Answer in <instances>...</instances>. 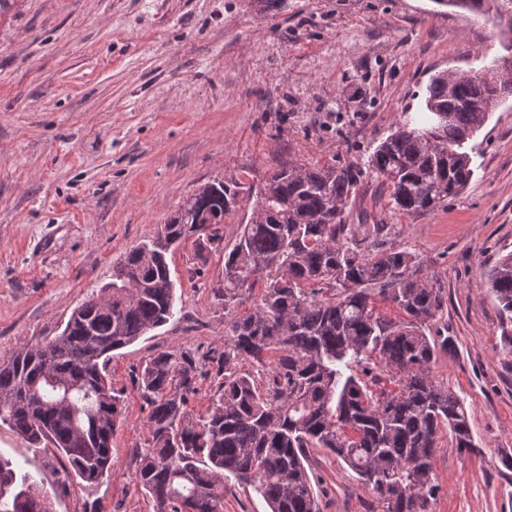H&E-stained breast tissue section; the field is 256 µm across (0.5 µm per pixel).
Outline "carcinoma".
<instances>
[{
    "mask_svg": "<svg viewBox=\"0 0 512 512\" xmlns=\"http://www.w3.org/2000/svg\"><path fill=\"white\" fill-rule=\"evenodd\" d=\"M477 14L492 0H437ZM512 93V72L459 70L433 76L421 115L396 126L363 165L283 163L248 198L252 216L224 248V373L207 415L186 409L195 392L196 360L160 351L139 375L149 407L148 450L136 484L155 512H224V483L252 486L270 512H320L309 449L324 448L370 486L382 512H433L432 478L440 433L461 451L476 450L464 400L432 366L451 349L432 334L442 289L417 272L423 262L406 250L365 254L364 224H350L349 204L360 183L382 180L395 209L427 211L457 196L474 170L468 143ZM239 184H202L160 225L127 251L112 282L77 307L62 332L23 345L0 362V422L34 447L46 442L67 457L72 473L95 483L112 469L111 441L122 415L106 363L173 317L174 290L164 244L187 240L200 221L224 223L242 202ZM261 295L237 312L257 285ZM489 293L503 321L504 351L512 354V254L487 272ZM335 290L318 298L317 286ZM402 314L376 310L372 293ZM263 378L242 373L248 361ZM397 387L379 386L378 368ZM0 512H52L44 480L0 456Z\"/></svg>",
    "mask_w": 512,
    "mask_h": 512,
    "instance_id": "carcinoma-1",
    "label": "carcinoma"
}]
</instances>
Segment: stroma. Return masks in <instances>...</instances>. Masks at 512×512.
Listing matches in <instances>:
<instances>
[{"label":"stroma","instance_id":"1","mask_svg":"<svg viewBox=\"0 0 512 512\" xmlns=\"http://www.w3.org/2000/svg\"><path fill=\"white\" fill-rule=\"evenodd\" d=\"M494 23L435 0H8L0 9V360L44 343L112 280L126 251L155 235L203 183L255 185L282 161L365 162L444 70H481L512 54ZM468 187L435 210H393L370 178L353 224H381L368 253L418 254L444 295L452 342L434 374L466 404L477 453L441 433L434 512H512V355L486 272L512 252V97L471 140ZM206 235L169 256L175 315L107 365L123 400L112 471L95 484L57 449L0 423V455L46 481L53 512H154L134 481L150 437L137 384L161 351L200 357L191 417L220 382L223 250ZM321 512H368L371 487L326 449L309 451Z\"/></svg>","mask_w":512,"mask_h":512}]
</instances>
